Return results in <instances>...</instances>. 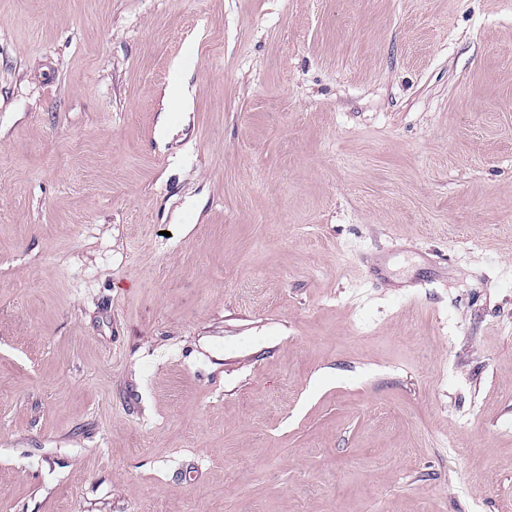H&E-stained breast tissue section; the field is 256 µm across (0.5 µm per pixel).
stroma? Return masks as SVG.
Masks as SVG:
<instances>
[{
	"mask_svg": "<svg viewBox=\"0 0 512 512\" xmlns=\"http://www.w3.org/2000/svg\"><path fill=\"white\" fill-rule=\"evenodd\" d=\"M0 512H512V0H0Z\"/></svg>",
	"mask_w": 512,
	"mask_h": 512,
	"instance_id": "1",
	"label": "stroma"
}]
</instances>
